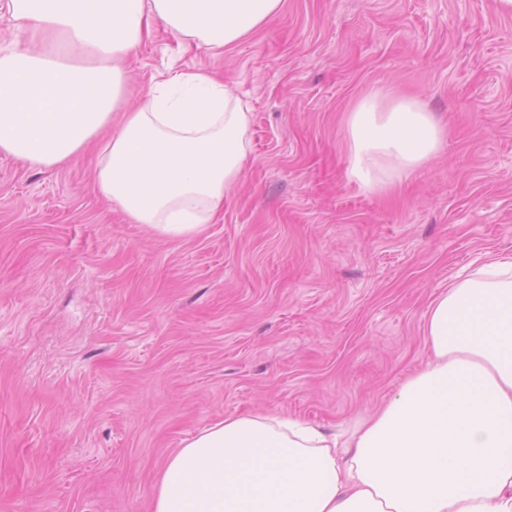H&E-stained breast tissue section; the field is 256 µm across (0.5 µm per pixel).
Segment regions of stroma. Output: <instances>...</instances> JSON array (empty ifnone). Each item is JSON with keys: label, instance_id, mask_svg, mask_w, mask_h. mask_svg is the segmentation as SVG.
I'll return each mask as SVG.
<instances>
[{"label": "stroma", "instance_id": "35a3bbf8", "mask_svg": "<svg viewBox=\"0 0 512 512\" xmlns=\"http://www.w3.org/2000/svg\"><path fill=\"white\" fill-rule=\"evenodd\" d=\"M172 62L252 112L251 159L198 236L129 223L91 156L0 155V512H150L165 459L227 417L352 424L428 360L435 296L512 255V16L495 0H283L220 53L156 23L129 99ZM375 88L420 99L448 140L366 194L344 122Z\"/></svg>", "mask_w": 512, "mask_h": 512}]
</instances>
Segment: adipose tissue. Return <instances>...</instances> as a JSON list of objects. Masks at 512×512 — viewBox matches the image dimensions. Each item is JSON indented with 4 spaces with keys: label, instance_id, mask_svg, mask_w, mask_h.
Masks as SVG:
<instances>
[{
    "label": "adipose tissue",
    "instance_id": "ef3b65f1",
    "mask_svg": "<svg viewBox=\"0 0 512 512\" xmlns=\"http://www.w3.org/2000/svg\"><path fill=\"white\" fill-rule=\"evenodd\" d=\"M283 0H0L22 37L0 45V154L63 167L96 150L95 184L130 223L200 234L249 163L251 109L205 69L168 66L136 104L126 59L151 22L221 52ZM347 177L377 193L438 155L446 131L381 90L345 120ZM431 359L350 430L276 412L183 442L152 512H512V257L458 274L424 314Z\"/></svg>",
    "mask_w": 512,
    "mask_h": 512
}]
</instances>
